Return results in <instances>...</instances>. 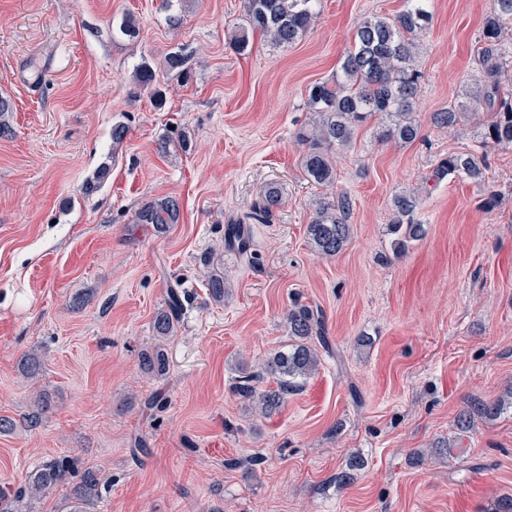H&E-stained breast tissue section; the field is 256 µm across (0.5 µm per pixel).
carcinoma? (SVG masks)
<instances>
[{
  "label": "carcinoma",
  "instance_id": "cac0c4a2",
  "mask_svg": "<svg viewBox=\"0 0 512 512\" xmlns=\"http://www.w3.org/2000/svg\"><path fill=\"white\" fill-rule=\"evenodd\" d=\"M319 2L245 0L246 24L236 35L239 49H245L249 33L257 31L278 46L295 44L316 22ZM431 19L428 0H404L403 10L393 18L363 19L335 78L309 87L304 106L310 118L295 135L303 148L302 167L309 181L319 186L335 184V155L350 147L359 128L372 121L377 122L378 138L383 143L408 146L420 139L421 127L413 112L423 75L416 69L414 59L419 50L418 35ZM511 28L512 0H494L493 9L483 19L479 37L481 74L470 83L467 101H451L447 108L429 114L430 124L438 129L461 130L471 126L480 138L477 149L448 152L432 169L429 179L437 183L450 176L461 177L484 188L481 206L487 211L498 208L502 197L499 191L485 187L488 155L484 148L512 147V102L508 101L512 87V47L505 37ZM474 107L483 109L484 113L472 111ZM278 204L279 190L271 186L255 205L252 219L268 221ZM420 204L416 190L401 191L392 198L389 233L393 253H404L409 243L426 233L425 224L416 217ZM355 206V199L346 190L320 203L316 216L307 226L309 245L317 256L335 257L346 249L353 235L350 219ZM180 216L179 198L165 196L143 204L134 214V223L149 224L155 232L165 233L179 223ZM227 239L242 253L250 248L243 224L229 225ZM182 311L180 292L169 289L166 305L157 310L152 321L157 340L163 342L174 336ZM285 321L290 337L287 349L274 353L258 370L239 377L234 386L237 395L263 416L276 413L288 394L300 390L318 371L322 352L334 353L320 307L295 303L288 309ZM42 363L40 353L28 352L20 359L21 371L25 377L36 379ZM139 368L152 377L164 374L166 359L161 344L141 352ZM267 374L274 378L276 386L258 388ZM505 404L503 398L472 399L458 416L459 429L468 431L479 420L497 417ZM50 409L49 395L40 393L23 421L0 416V434H10L19 427L34 430ZM364 466V460L353 457L347 468L334 477L336 484H348L353 472ZM70 481L74 482L71 493L77 500L90 503L99 497L98 471L83 466L77 458L63 455L44 461L12 493L0 494V512H35L37 501Z\"/></svg>",
  "mask_w": 512,
  "mask_h": 512
}]
</instances>
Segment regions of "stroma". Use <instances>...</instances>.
<instances>
[{
	"instance_id": "obj_1",
	"label": "stroma",
	"mask_w": 512,
	"mask_h": 512,
	"mask_svg": "<svg viewBox=\"0 0 512 512\" xmlns=\"http://www.w3.org/2000/svg\"><path fill=\"white\" fill-rule=\"evenodd\" d=\"M402 7L321 0L296 44L256 34L242 52L230 34L245 24L244 0H0V97L14 107L0 136V416L52 397L40 427L0 435V491L75 452L105 479L98 501L81 504L64 485L37 512H488L512 494V408L457 427L472 398L512 389V147L488 150L498 209L448 178L423 198L424 238L397 257L388 231L393 195L473 146V131L440 130L428 116L475 76L493 0H432L413 145L382 144L376 124L362 127L330 190L307 181L295 140L306 89L335 75L358 22ZM129 13L140 24L133 40L116 33ZM178 51L184 69L164 70ZM144 62L163 103L132 79ZM117 123L128 135L116 148ZM183 127L191 150L159 154ZM104 166L107 180L84 195ZM271 185L280 204L269 222H250L242 256L226 229ZM337 189L356 200L354 234L321 258L306 226ZM166 195L182 203L179 224L158 234L134 223ZM213 273L227 288L220 305L205 287ZM172 285L183 312L164 344L166 372L151 377L138 356L155 343L152 319ZM83 293L88 304L72 309ZM297 296L325 311L340 355L323 356L265 418L233 387L240 368L287 344ZM33 350L44 362L34 381L18 368ZM153 392L163 409L143 408ZM443 440L453 453L433 455ZM139 446L148 453L137 463ZM354 455L364 469L338 486ZM231 458L242 468H225Z\"/></svg>"
}]
</instances>
